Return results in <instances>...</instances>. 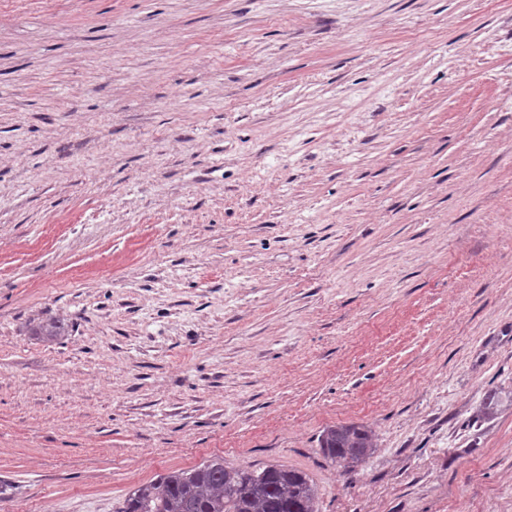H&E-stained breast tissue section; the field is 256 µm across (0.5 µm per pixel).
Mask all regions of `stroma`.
<instances>
[{
    "label": "stroma",
    "mask_w": 512,
    "mask_h": 512,
    "mask_svg": "<svg viewBox=\"0 0 512 512\" xmlns=\"http://www.w3.org/2000/svg\"><path fill=\"white\" fill-rule=\"evenodd\" d=\"M215 457L512 512V0H0V512ZM376 449L370 428L357 423L328 426L319 438V451L326 461L351 471L365 462Z\"/></svg>",
    "instance_id": "stroma-1"
}]
</instances>
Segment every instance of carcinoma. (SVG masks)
I'll return each instance as SVG.
<instances>
[{"label":"carcinoma","instance_id":"1","mask_svg":"<svg viewBox=\"0 0 512 512\" xmlns=\"http://www.w3.org/2000/svg\"><path fill=\"white\" fill-rule=\"evenodd\" d=\"M64 332V325L53 320L40 325L36 335L53 340ZM375 449L372 430L357 423L331 425L319 438L324 459L346 471L365 462ZM316 501L317 487L302 470L281 464L250 470L213 458L140 485L120 512H317Z\"/></svg>","mask_w":512,"mask_h":512}]
</instances>
